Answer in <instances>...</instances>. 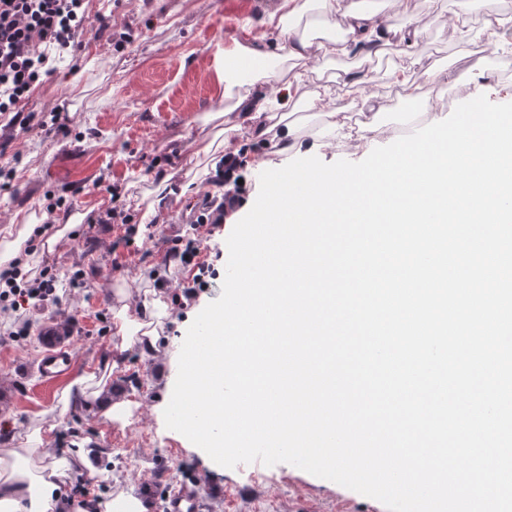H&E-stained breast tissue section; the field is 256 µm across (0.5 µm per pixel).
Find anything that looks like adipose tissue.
Listing matches in <instances>:
<instances>
[{
  "label": "adipose tissue",
  "mask_w": 512,
  "mask_h": 512,
  "mask_svg": "<svg viewBox=\"0 0 512 512\" xmlns=\"http://www.w3.org/2000/svg\"><path fill=\"white\" fill-rule=\"evenodd\" d=\"M281 13L274 26L277 52L273 66H265L266 51L248 44H235L224 54L217 77L224 86V126L203 145L204 157L237 156L235 131L252 122L262 143L253 157L264 168L271 158L300 154L301 119L288 106L298 94L306 75L317 64H330L351 48L396 46L406 52L416 41L412 22L394 23L403 0H379L372 8L357 0H281ZM365 111L340 112L330 87H322L308 100L310 110L324 113L326 121L315 136L313 147L332 153L338 142L351 143L355 156H362L379 131V113L372 97H365ZM122 306L113 320L121 349L134 344L155 348L157 327L167 307L156 299L135 300L130 289H120ZM66 405L99 408L110 417L119 416L125 404L113 400L104 377L91 372L76 377L68 386ZM72 478L70 459L46 446L41 429L26 434L17 448H0V512H55L61 488Z\"/></svg>",
  "instance_id": "adipose-tissue-1"
}]
</instances>
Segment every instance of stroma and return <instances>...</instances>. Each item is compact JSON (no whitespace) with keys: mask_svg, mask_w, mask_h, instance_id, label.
<instances>
[{"mask_svg":"<svg viewBox=\"0 0 512 512\" xmlns=\"http://www.w3.org/2000/svg\"><path fill=\"white\" fill-rule=\"evenodd\" d=\"M454 0H439L428 8L417 0L413 13L419 33L405 56L385 49L367 59L354 51L312 74L303 88L312 93L332 84L333 76L367 61L370 82L353 79L350 93H337L336 108L355 112L360 98L375 95L385 105V128L402 124L411 110H432V102L415 100L388 86L385 73L398 60L418 62L420 68H448L451 80L437 93L451 105L468 101L467 70L484 60L498 82L512 84V36L493 46L474 48L458 43L448 29ZM99 13L111 14L112 29L131 32L130 43L87 39L80 54L61 58L52 75L42 77L21 108L46 116L67 113L68 135L34 130L13 142L18 154L14 173L0 175V237L25 217L50 222L48 206L79 224L69 238L48 247L35 243L39 263L53 266L58 275V306L24 313L27 336L11 339L0 329V440H22L34 428L46 429L47 440L64 438L67 447L88 445L90 473L74 474L73 483L90 481L94 496L111 500L125 493H143L165 500L183 484L202 483L216 512H290L300 504L312 512H387L372 498L293 465L279 463L260 469L242 463L228 469L192 451L182 434L166 427L163 410L170 400L166 377L178 372L179 348L196 315L222 291L229 251L227 230L198 226L191 219L205 192L214 191L212 176L192 168L191 158L223 127L215 112L222 88L216 67L225 48L235 42L263 48L270 31L266 11L252 0H89L88 25ZM171 191V209L150 215L137 204L159 181ZM121 189L120 202L128 224L139 227L133 240L122 229L127 223H100L110 206L106 185ZM200 239L201 257L216 274L196 296L182 294L192 280L190 269L166 262L170 244ZM120 266H113V257ZM80 275L84 284L73 287ZM155 292L168 307L155 350L139 345L122 352L112 371V395L133 403L126 419L117 421L97 410L64 408L69 378L47 387L34 363L40 351L43 322L70 323L73 374H80L111 353L120 342L112 316L119 284Z\"/></svg>","mask_w":512,"mask_h":512,"instance_id":"1","label":"stroma"}]
</instances>
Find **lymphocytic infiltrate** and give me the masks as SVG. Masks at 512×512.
I'll return each mask as SVG.
<instances>
[{
  "label": "lymphocytic infiltrate",
  "mask_w": 512,
  "mask_h": 512,
  "mask_svg": "<svg viewBox=\"0 0 512 512\" xmlns=\"http://www.w3.org/2000/svg\"><path fill=\"white\" fill-rule=\"evenodd\" d=\"M87 0H0V122L28 132L34 113L18 105L42 76L54 69L58 54L81 50L87 33ZM57 276L43 267L25 285L0 274V301L18 311L36 300L58 303Z\"/></svg>",
  "instance_id": "f902f5d3"
}]
</instances>
